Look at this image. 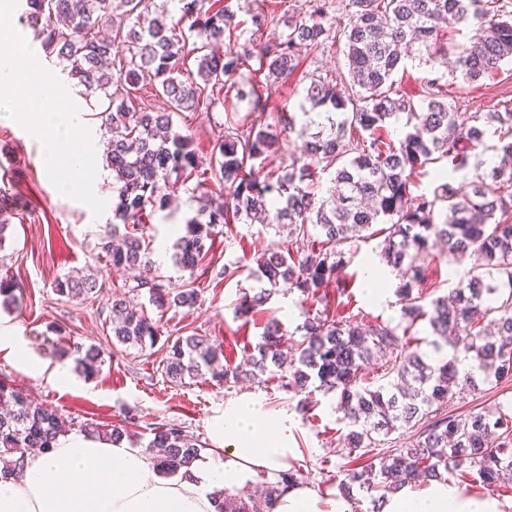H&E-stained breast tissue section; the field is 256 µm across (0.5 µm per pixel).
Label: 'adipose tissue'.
<instances>
[{
	"mask_svg": "<svg viewBox=\"0 0 512 512\" xmlns=\"http://www.w3.org/2000/svg\"><path fill=\"white\" fill-rule=\"evenodd\" d=\"M208 435L223 459L199 458L189 476L172 478L126 442L65 435L52 452L27 455L20 478L0 481V512H217L216 491L276 480L300 454L289 447L287 429L267 426L258 399L226 407ZM272 512H352V503L299 483L277 497ZM383 512H512V501L468 492L443 475L388 494Z\"/></svg>",
	"mask_w": 512,
	"mask_h": 512,
	"instance_id": "1",
	"label": "adipose tissue"
}]
</instances>
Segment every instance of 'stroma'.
Segmentation results:
<instances>
[{
	"mask_svg": "<svg viewBox=\"0 0 512 512\" xmlns=\"http://www.w3.org/2000/svg\"><path fill=\"white\" fill-rule=\"evenodd\" d=\"M300 59L298 71L269 98V114L298 111L311 77L334 76L345 70L338 43L322 52H302ZM435 74L447 90L449 102L461 112H492L503 100L512 98V71L499 70L474 84L453 79L444 64L436 66ZM224 121L221 109L209 115L184 112L174 118L176 128L193 137L197 154L204 161L209 160L214 141L223 135ZM0 187L8 193L12 212L5 247L0 250V275L15 276L20 285L18 308L9 312L0 309V318L18 324L29 355L46 369L45 375L32 376L19 367L8 350L0 349V379L53 407L65 420L100 427L126 426L137 435L141 448L150 439L151 425L177 424L203 437L209 421L223 412L225 405L254 396L262 399L273 424H287L289 447L301 451L293 463L300 482L336 489L340 470L349 457L342 439L346 427L334 396L315 393V406L302 415L295 411L291 393L281 389L275 371L225 386L216 385L207 376L179 385L168 382L161 373L162 345L138 350L112 341L113 297L138 307L148 305L149 295L144 290H132L131 273L112 268L97 248V233L100 226L111 222V212L93 216L84 204L58 194L41 167L37 141L19 125L0 124ZM196 207L191 193L184 192L176 207L156 212L149 230L152 252L171 250L172 228L182 227ZM380 242L376 235L347 248L342 275L351 293L341 297L339 310L366 322L395 323L400 317L396 297L377 305L363 292V278L371 267L378 268L390 288L398 286V278L381 260ZM287 243L284 228L261 224L225 227L215 239L209 262L218 268L227 264L238 267V275L220 284L210 276H199L195 282L200 293L197 305L169 309L162 318L164 335L196 333L223 341L224 355L234 365L252 354L269 316L281 321L289 341H299L298 327L303 319L296 291L278 288L256 314L239 318L234 313L241 289L256 285L250 276L253 256ZM75 270L95 274L99 291L92 299H69L55 291V280ZM73 341L104 349L102 371L89 381L75 375L69 387L54 386L48 382L47 372L58 367L72 371L74 364L55 358L52 350ZM502 404H512V382L483 383L478 390L461 391L450 400L448 409L458 414Z\"/></svg>",
	"mask_w": 512,
	"mask_h": 512,
	"instance_id": "stroma-1",
	"label": "stroma"
}]
</instances>
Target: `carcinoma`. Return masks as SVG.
<instances>
[{"label": "carcinoma", "instance_id": "cac0c4a2", "mask_svg": "<svg viewBox=\"0 0 512 512\" xmlns=\"http://www.w3.org/2000/svg\"><path fill=\"white\" fill-rule=\"evenodd\" d=\"M21 25L34 32L40 51L56 60L76 85L100 92L102 125L109 131L106 163L114 177L112 223L98 234L97 248L112 267L132 270L151 263L144 230L158 210H165L181 187L192 188L199 209L186 221L174 244L177 269L188 274L178 287L164 280H139L149 302L161 313L195 306L196 274L225 224L288 227V237L307 247L266 249L254 258L251 277L263 284L242 293L235 314L244 317L263 306L280 285L296 290L305 304L298 326L302 340L296 355L284 362L281 322L266 323L257 353L244 364L224 363V343L201 335L167 341L162 374L183 383L202 371L217 383H237L288 364L282 388L303 395L295 411L313 408L312 391L338 398L347 422L344 435L351 453L380 446L378 436L415 430V439L394 448L380 461L344 469L339 492L353 500L365 492L369 512H380L387 494L405 483L448 475L467 467L476 480L494 490L512 483V413L502 409L467 415L447 411L456 392L476 388L474 372L484 379L512 380V165L489 166L478 151L487 127L498 136L497 150L512 158V100L495 112L468 116L448 105L440 78L433 70L420 78V99L398 83L405 59L433 66L448 59V32L473 27L468 42L454 47L451 75L474 83L512 60V14L488 7L489 0H349L346 24L338 28L327 0H308L305 13H250L251 35L272 36L259 56L234 36L241 26L233 0L211 10L205 0H172L189 21L184 30L168 24L164 13L149 16L152 0H20ZM222 53L206 49L224 44ZM343 43L347 73L310 78L296 113L281 112L270 120L266 102L299 64L302 48L323 51ZM197 59V76L183 78L182 66ZM264 75V83L255 73ZM151 86L163 103L146 109L136 92ZM244 102V115L232 112L224 138L211 151L210 167L200 165L193 138L175 128L182 112L210 113L229 98ZM400 127L397 139L388 126ZM303 138V153L264 174L268 155L290 134ZM433 193L413 191L414 174L431 164ZM330 173V187L320 188L318 172ZM471 172L470 190L454 186L456 176ZM383 225L381 256L399 273L396 296L401 323H358L332 316L317 304H330L325 288L336 284L343 295L345 246L373 236ZM468 255L473 264L451 295L425 302L429 263L438 256ZM17 283L0 277V307L18 304ZM62 296L86 298L97 292L94 276L70 272L55 282ZM112 340L143 349L161 335V319L146 310L112 300ZM425 321L436 351L448 347L452 356L431 359L409 350L412 330ZM472 360L459 367L458 354ZM60 359L71 358L86 379L97 376L104 352L94 344L55 348ZM374 362L386 383L360 385L363 367ZM314 390H309V387ZM0 477L18 475L17 464L31 450L47 453L66 432L54 408L31 400L0 380ZM81 430L115 442L128 431L85 424ZM147 448H158L156 471L164 477L189 474L201 456L199 438L183 427L151 428ZM298 483L290 469L258 490L263 507L283 489Z\"/></svg>", "mask_w": 512, "mask_h": 512}]
</instances>
